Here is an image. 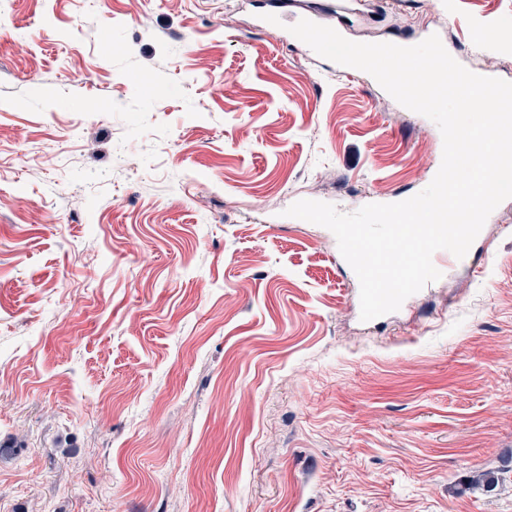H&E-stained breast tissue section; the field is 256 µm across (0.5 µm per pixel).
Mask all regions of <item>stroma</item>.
I'll use <instances>...</instances> for the list:
<instances>
[{
  "mask_svg": "<svg viewBox=\"0 0 512 512\" xmlns=\"http://www.w3.org/2000/svg\"><path fill=\"white\" fill-rule=\"evenodd\" d=\"M271 4L512 82V0H0V512H512V198L362 321L284 211L409 199L442 135Z\"/></svg>",
  "mask_w": 512,
  "mask_h": 512,
  "instance_id": "35a3bbf8",
  "label": "stroma"
}]
</instances>
